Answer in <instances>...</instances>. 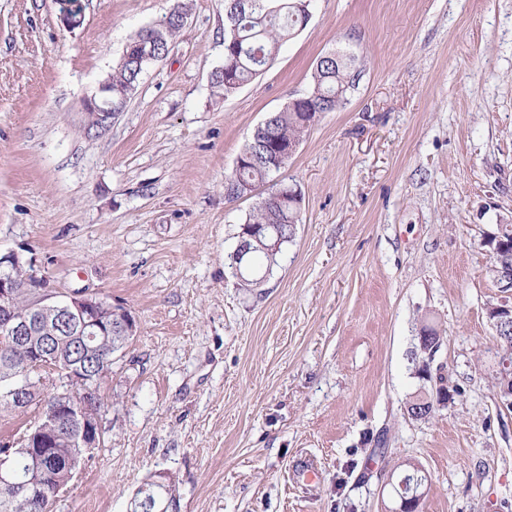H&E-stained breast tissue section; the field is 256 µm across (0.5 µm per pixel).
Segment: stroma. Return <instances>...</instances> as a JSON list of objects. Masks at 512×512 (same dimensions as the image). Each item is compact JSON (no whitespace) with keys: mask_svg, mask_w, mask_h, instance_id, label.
<instances>
[{"mask_svg":"<svg viewBox=\"0 0 512 512\" xmlns=\"http://www.w3.org/2000/svg\"><path fill=\"white\" fill-rule=\"evenodd\" d=\"M174 4L87 0L68 29L54 0H0V253L137 325L101 385L103 445L51 512H137L150 488L153 512H383L379 475L405 461L424 512H512L482 244L512 224V0H312L226 99L224 0H192L125 111L86 134L85 97ZM334 51L358 57V87L289 159L303 221L241 287L226 259L257 199L228 201L225 179ZM443 385L447 405L408 415Z\"/></svg>","mask_w":512,"mask_h":512,"instance_id":"obj_1","label":"stroma"}]
</instances>
